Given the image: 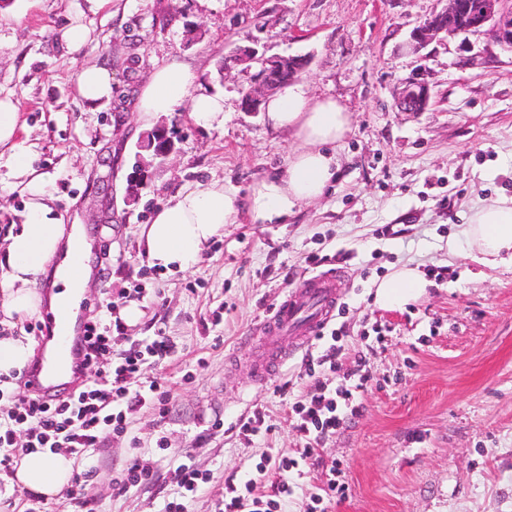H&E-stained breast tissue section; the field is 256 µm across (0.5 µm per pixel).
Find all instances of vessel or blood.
<instances>
[{
  "label": "vessel or blood",
  "mask_w": 512,
  "mask_h": 512,
  "mask_svg": "<svg viewBox=\"0 0 512 512\" xmlns=\"http://www.w3.org/2000/svg\"><path fill=\"white\" fill-rule=\"evenodd\" d=\"M341 279V272L334 268L303 278L256 326L252 332L255 382L264 383L279 374L289 359L324 331L342 298ZM42 324L50 349L30 361L26 378L31 393L48 400L70 393L82 380L88 322L75 308L48 302L43 306Z\"/></svg>",
  "instance_id": "vessel-or-blood-1"
}]
</instances>
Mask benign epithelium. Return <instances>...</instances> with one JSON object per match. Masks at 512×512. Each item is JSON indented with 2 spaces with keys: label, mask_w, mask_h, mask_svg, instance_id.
Segmentation results:
<instances>
[{
  "label": "benign epithelium",
  "mask_w": 512,
  "mask_h": 512,
  "mask_svg": "<svg viewBox=\"0 0 512 512\" xmlns=\"http://www.w3.org/2000/svg\"><path fill=\"white\" fill-rule=\"evenodd\" d=\"M486 34L505 49L512 50V0H446L439 12L417 22L405 43V50L420 54L434 41L460 34ZM310 65L302 56L269 55L255 42L237 44L224 57L221 74L240 69L250 75V86L240 99L243 112H259L266 97L284 86L283 77L295 78ZM433 99L432 82L427 71L415 70L400 79L393 91V107L399 112H424ZM157 157L173 151L172 142L163 134L147 140Z\"/></svg>",
  "instance_id": "7a95c632"
}]
</instances>
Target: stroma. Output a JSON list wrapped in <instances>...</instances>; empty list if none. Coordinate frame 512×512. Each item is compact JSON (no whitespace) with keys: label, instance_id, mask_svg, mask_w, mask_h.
Returning a JSON list of instances; mask_svg holds the SVG:
<instances>
[{"label":"stroma","instance_id":"1","mask_svg":"<svg viewBox=\"0 0 512 512\" xmlns=\"http://www.w3.org/2000/svg\"><path fill=\"white\" fill-rule=\"evenodd\" d=\"M445 0H8L0 6V97L18 107L16 145L50 184L64 224H83L94 274L85 316H98L103 289L144 291L142 316L124 333L164 331L176 348L166 369L173 399L164 421L144 414L132 436L111 440L86 487L96 512H160L174 497L181 455L212 476L188 503L214 512L224 481L242 479L269 451L293 453L296 394L314 392L302 356L281 376L252 380V329L305 275L304 258L325 255L344 269L343 314L330 326L344 347L340 367L365 362L371 380L360 411L318 449L341 461L348 491L328 512H512V263L489 267L466 256L461 230L471 209L512 196V51L488 35L432 43L423 58L401 51L416 23ZM85 25L91 45L70 54L59 36ZM308 55L299 76L310 96L331 97L354 116L336 146V179L324 196L284 224L226 226L188 269L150 265L139 247L157 205L188 185L220 180L246 196L252 183L284 168L296 143L263 113L238 108L248 82L220 76L235 43ZM190 64L202 86L224 97L223 129L194 125L186 109L159 117L174 143L164 160L141 149L147 137L136 102L149 74L172 58ZM112 75L114 95L96 106L78 95L79 69ZM425 66L434 84L423 112H400L398 79ZM145 164L129 200V177ZM29 201L9 150L0 151V254ZM409 265L426 292L398 309L375 302L378 281ZM262 411L268 435L240 436V418ZM224 431H212L215 419ZM168 440L159 450V437ZM157 462L150 484L112 491L114 466L131 440ZM0 512H79L0 479Z\"/></svg>","mask_w":512,"mask_h":512}]
</instances>
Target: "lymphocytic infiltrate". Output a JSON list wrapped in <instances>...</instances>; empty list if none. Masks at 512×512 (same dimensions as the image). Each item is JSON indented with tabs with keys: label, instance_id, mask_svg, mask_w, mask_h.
Instances as JSON below:
<instances>
[{
	"label": "lymphocytic infiltrate",
	"instance_id": "1",
	"mask_svg": "<svg viewBox=\"0 0 512 512\" xmlns=\"http://www.w3.org/2000/svg\"><path fill=\"white\" fill-rule=\"evenodd\" d=\"M132 294L112 295L103 291L98 302L101 316L90 322L85 339L84 378L70 397L43 402L31 395L27 381L10 396V406L0 410V475L12 472L18 455L39 449L62 452L83 461L85 468L74 478L84 488L95 476V457L107 440L129 436L134 416L151 413L165 418L172 395L164 373L175 347L163 333L142 339L123 335L121 308ZM343 348L336 336H327L318 354L307 356L305 371L314 377L316 392L292 405L294 427L307 443L296 455L261 458L249 478L224 483V495L216 512H282V505L306 479L312 469H321L324 479L309 493L305 512H326L327 502L344 497L345 472L339 462L324 463L316 446L334 435L349 416L359 410L358 400L370 374L365 365L340 371ZM153 375H145V365ZM339 382H332L333 374ZM155 460L149 453L133 449L121 469L112 474L117 493L149 483ZM177 496L163 512H187L186 503L206 484L209 477L190 458L178 460L173 470Z\"/></svg>",
	"mask_w": 512,
	"mask_h": 512
}]
</instances>
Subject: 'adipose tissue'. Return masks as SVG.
<instances>
[{
	"label": "adipose tissue",
	"instance_id": "1",
	"mask_svg": "<svg viewBox=\"0 0 512 512\" xmlns=\"http://www.w3.org/2000/svg\"><path fill=\"white\" fill-rule=\"evenodd\" d=\"M188 107V117L207 129L224 126V97L205 91L199 75L189 65L171 59L155 69L142 86L137 110L144 122ZM267 122L285 130L297 143L284 171L255 181L247 198L220 181L185 187L156 208L150 224L141 230L140 243L147 260L168 271L185 270L207 248L225 225L249 220L254 224H281L301 204L318 200L334 178L338 162L330 153L351 131L354 117L333 98H315L302 85L284 86L263 105ZM18 176L27 178L34 200L20 230L10 235L0 257V313L6 317L30 316L41 311L42 298L35 285L52 259L67 263L54 282L53 302L77 304L87 288L91 268L87 261L70 264L83 244L82 225L64 233L46 200L49 190L35 175L25 155L15 154ZM462 235L474 260L492 265L512 253V198L499 197L477 205ZM427 281L412 267L402 266L382 279L376 303L396 309L422 294ZM73 461L62 453L34 452L21 455L15 481L21 489L51 501L67 486Z\"/></svg>",
	"mask_w": 512,
	"mask_h": 512
}]
</instances>
